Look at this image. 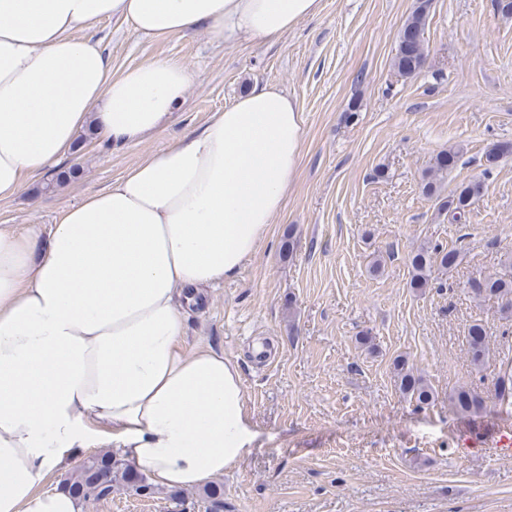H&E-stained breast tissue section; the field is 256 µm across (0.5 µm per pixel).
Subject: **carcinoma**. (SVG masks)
Returning <instances> with one entry per match:
<instances>
[{
	"label": "carcinoma",
	"instance_id": "carcinoma-1",
	"mask_svg": "<svg viewBox=\"0 0 512 512\" xmlns=\"http://www.w3.org/2000/svg\"><path fill=\"white\" fill-rule=\"evenodd\" d=\"M429 0H417V4L400 28L393 68L405 78L417 76L427 63L424 29L429 12ZM460 150L450 147L431 158L423 175V190L428 196H439L441 185L448 171L455 167ZM470 183H462L448 196L442 198L439 209L452 214L460 222L471 212L475 200L469 195ZM461 252L443 244L421 246L411 258L412 277L410 285L423 289L431 285L432 274L440 269H451L458 265ZM467 293L474 299L496 298L501 301L502 318L512 317V276L478 275L470 278ZM491 333L487 325L474 322L468 328L467 353L471 364L479 369L489 353ZM400 389L418 405H428L434 400V391L425 380L414 373L404 358L394 362ZM496 398L502 407L512 406V357H504L498 364L495 378ZM452 409L463 416L483 412L487 406L481 391L472 385H461L448 394ZM122 481L135 494L150 497L156 493L147 477L139 473L131 463L116 458L110 451L95 454L83 463L75 476L66 481L68 491L79 501L99 499L112 493L113 483ZM203 496L210 504L211 512H224V487L210 484L203 489Z\"/></svg>",
	"mask_w": 512,
	"mask_h": 512
}]
</instances>
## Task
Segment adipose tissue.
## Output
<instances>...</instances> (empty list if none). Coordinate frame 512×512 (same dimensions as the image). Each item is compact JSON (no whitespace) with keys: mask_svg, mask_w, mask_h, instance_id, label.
<instances>
[{"mask_svg":"<svg viewBox=\"0 0 512 512\" xmlns=\"http://www.w3.org/2000/svg\"><path fill=\"white\" fill-rule=\"evenodd\" d=\"M318 0H0V201L91 128L113 147L161 132L192 81L177 59L113 73L84 31L207 28L277 38ZM294 100L252 88L105 189L47 244L0 227V512H79L49 479L101 444L160 486L193 488L247 452L240 373L187 349L184 307L233 277L285 203L303 144Z\"/></svg>","mask_w":512,"mask_h":512,"instance_id":"adipose-tissue-1","label":"adipose tissue"}]
</instances>
